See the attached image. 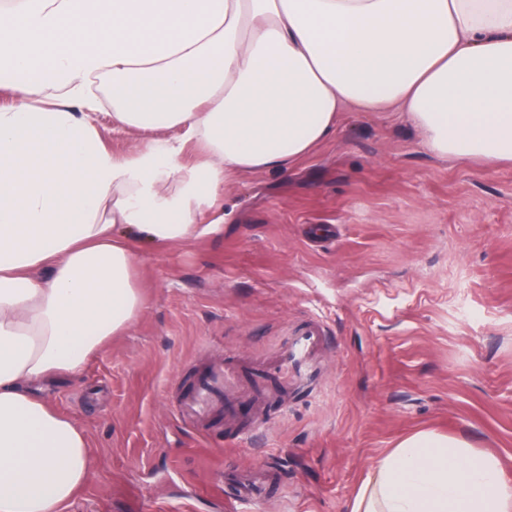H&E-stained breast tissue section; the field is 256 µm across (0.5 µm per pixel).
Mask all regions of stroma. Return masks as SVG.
Returning <instances> with one entry per match:
<instances>
[{"mask_svg": "<svg viewBox=\"0 0 512 512\" xmlns=\"http://www.w3.org/2000/svg\"><path fill=\"white\" fill-rule=\"evenodd\" d=\"M113 154L169 137L116 130ZM219 233L136 240L147 299L129 331L45 387L76 419L91 474L69 512H227L239 473L275 471L249 512H350L408 435L468 440L512 485V166L439 158L398 112H345L310 156L233 178ZM327 329L288 408L241 390L207 424L178 421L189 374L271 365L292 329Z\"/></svg>", "mask_w": 512, "mask_h": 512, "instance_id": "obj_1", "label": "stroma"}]
</instances>
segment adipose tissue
<instances>
[{
    "instance_id": "1",
    "label": "adipose tissue",
    "mask_w": 512,
    "mask_h": 512,
    "mask_svg": "<svg viewBox=\"0 0 512 512\" xmlns=\"http://www.w3.org/2000/svg\"><path fill=\"white\" fill-rule=\"evenodd\" d=\"M0 88V512H68L91 448L40 387L144 309L131 231L218 232L199 218L232 175L304 158L349 109L402 113L441 157L512 162V0H13ZM100 89L115 128L171 138L113 154ZM351 512H512V486L494 456L419 432Z\"/></svg>"
}]
</instances>
